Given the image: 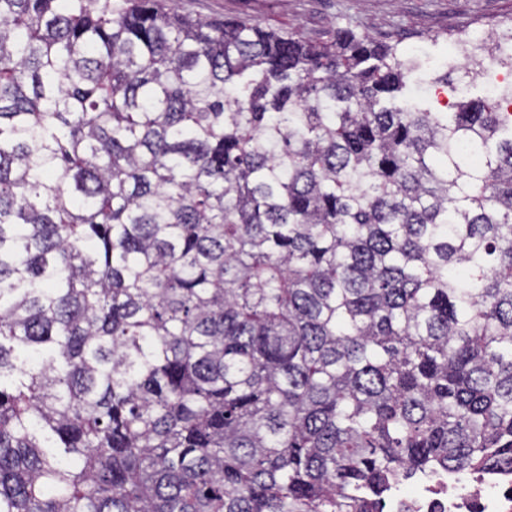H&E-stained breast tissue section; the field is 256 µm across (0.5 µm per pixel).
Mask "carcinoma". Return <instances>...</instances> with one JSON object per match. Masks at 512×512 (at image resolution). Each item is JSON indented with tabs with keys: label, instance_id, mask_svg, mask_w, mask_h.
<instances>
[{
	"label": "carcinoma",
	"instance_id": "carcinoma-1",
	"mask_svg": "<svg viewBox=\"0 0 512 512\" xmlns=\"http://www.w3.org/2000/svg\"><path fill=\"white\" fill-rule=\"evenodd\" d=\"M407 71L0 0V512H374L512 465V110Z\"/></svg>",
	"mask_w": 512,
	"mask_h": 512
}]
</instances>
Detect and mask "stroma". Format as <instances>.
Instances as JSON below:
<instances>
[{"label": "stroma", "instance_id": "obj_1", "mask_svg": "<svg viewBox=\"0 0 512 512\" xmlns=\"http://www.w3.org/2000/svg\"><path fill=\"white\" fill-rule=\"evenodd\" d=\"M178 7L185 15L214 21L248 17L264 30L293 31L315 42L345 27L397 45L399 56L414 57V77L426 80L424 98L434 112L453 111L456 102L483 96L485 90L465 65L447 71L451 35L481 20L512 17V0H178ZM446 72L453 87L441 80Z\"/></svg>", "mask_w": 512, "mask_h": 512}]
</instances>
